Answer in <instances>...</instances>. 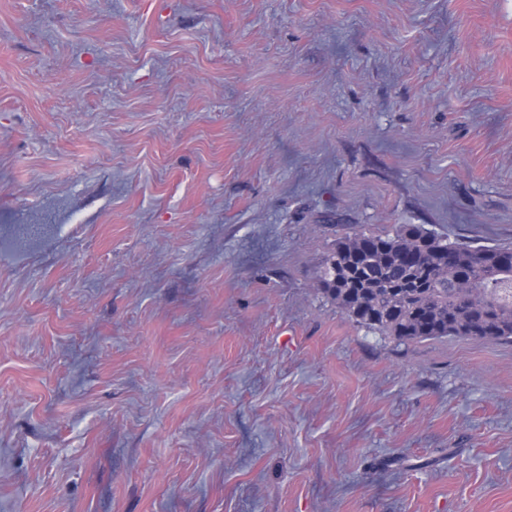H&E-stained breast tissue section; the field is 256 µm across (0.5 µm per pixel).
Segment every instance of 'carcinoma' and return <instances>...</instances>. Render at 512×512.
Returning <instances> with one entry per match:
<instances>
[{
    "instance_id": "obj_1",
    "label": "carcinoma",
    "mask_w": 512,
    "mask_h": 512,
    "mask_svg": "<svg viewBox=\"0 0 512 512\" xmlns=\"http://www.w3.org/2000/svg\"><path fill=\"white\" fill-rule=\"evenodd\" d=\"M318 291L355 326L399 344L512 342V248L450 242L421 224L348 233L324 256Z\"/></svg>"
}]
</instances>
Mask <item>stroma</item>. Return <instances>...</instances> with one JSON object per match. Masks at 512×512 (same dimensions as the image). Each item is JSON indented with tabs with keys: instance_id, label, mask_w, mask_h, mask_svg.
I'll return each mask as SVG.
<instances>
[{
	"instance_id": "stroma-1",
	"label": "stroma",
	"mask_w": 512,
	"mask_h": 512,
	"mask_svg": "<svg viewBox=\"0 0 512 512\" xmlns=\"http://www.w3.org/2000/svg\"><path fill=\"white\" fill-rule=\"evenodd\" d=\"M512 246V0H0V512H512V344L318 291Z\"/></svg>"
}]
</instances>
